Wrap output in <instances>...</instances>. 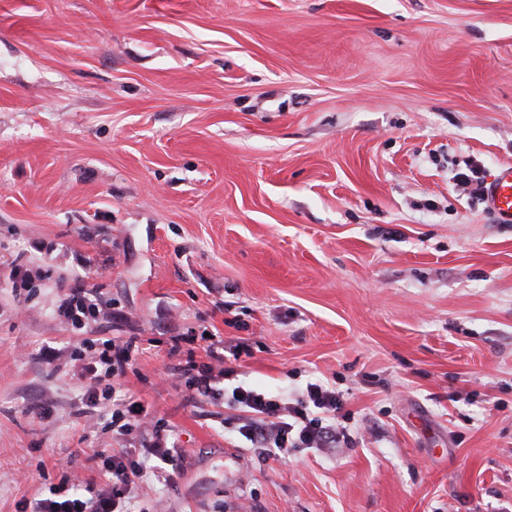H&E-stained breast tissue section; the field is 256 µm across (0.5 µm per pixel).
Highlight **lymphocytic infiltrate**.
<instances>
[{"mask_svg":"<svg viewBox=\"0 0 512 512\" xmlns=\"http://www.w3.org/2000/svg\"><path fill=\"white\" fill-rule=\"evenodd\" d=\"M56 316L71 329H83L88 321L109 317L121 320L119 312L109 311L96 295L82 287L68 290L61 299ZM138 339L112 337L97 348L80 343L68 348L66 357L73 376L83 390V414L90 425L107 418L116 439L137 438L140 446L98 451L104 488L83 481L64 465H57V481L48 487V497L38 499L32 512H128L127 505L138 497L146 475L173 482L181 468L182 455L171 437L165 419L150 413L140 401L117 398L127 371L138 353ZM205 360H179L182 337H172L166 375L176 385L185 386L192 398L229 397L243 414L239 433L254 447L282 457L292 448H332L347 436L336 425V416L344 408L343 398L322 383L308 384L293 399L269 396L238 385L224 393V381L237 371L224 360V342L216 335L204 339Z\"/></svg>","mask_w":512,"mask_h":512,"instance_id":"f902f5d3","label":"lymphocytic infiltrate"}]
</instances>
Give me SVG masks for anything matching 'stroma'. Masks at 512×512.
<instances>
[{
  "instance_id": "stroma-1",
  "label": "stroma",
  "mask_w": 512,
  "mask_h": 512,
  "mask_svg": "<svg viewBox=\"0 0 512 512\" xmlns=\"http://www.w3.org/2000/svg\"><path fill=\"white\" fill-rule=\"evenodd\" d=\"M471 163L512 164V0H0V512L101 484L44 350L131 335L182 453L137 507L512 512V223ZM78 281L128 322L61 324ZM205 331L240 383L336 388L348 441L271 457L160 382Z\"/></svg>"
}]
</instances>
